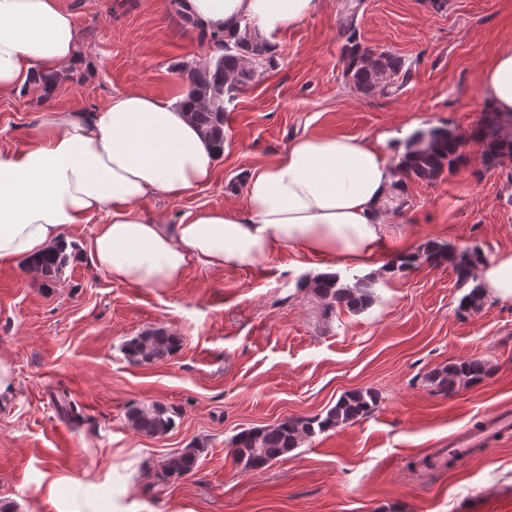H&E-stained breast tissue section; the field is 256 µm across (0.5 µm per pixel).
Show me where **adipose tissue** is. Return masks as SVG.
Listing matches in <instances>:
<instances>
[{
    "instance_id": "obj_1",
    "label": "adipose tissue",
    "mask_w": 512,
    "mask_h": 512,
    "mask_svg": "<svg viewBox=\"0 0 512 512\" xmlns=\"http://www.w3.org/2000/svg\"><path fill=\"white\" fill-rule=\"evenodd\" d=\"M324 0H184L208 29L249 25L263 37L292 28ZM77 29L59 0H0V98L36 91L74 61ZM482 95L512 116V45L485 69ZM183 95L127 90L88 111L42 112L24 148L0 147V264L55 248L68 228L112 281L168 290L189 265L239 270L283 251L386 274L384 205L401 173L375 144L350 135L302 134L275 161L252 168L243 208L201 207L177 223L142 215L146 196L211 185L223 153L191 120ZM483 293L512 303V246L477 268Z\"/></svg>"
}]
</instances>
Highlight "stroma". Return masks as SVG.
<instances>
[{
    "instance_id": "35a3bbf8",
    "label": "stroma",
    "mask_w": 512,
    "mask_h": 512,
    "mask_svg": "<svg viewBox=\"0 0 512 512\" xmlns=\"http://www.w3.org/2000/svg\"><path fill=\"white\" fill-rule=\"evenodd\" d=\"M76 58L54 89L0 98V145L27 143L41 112L83 111L113 94L161 97L183 87L184 62L212 50L184 26L173 0H60ZM340 0L274 33L277 65L237 99L224 122L215 182L140 210L175 223L197 207H238L248 170L286 152L300 134L381 140L390 161L412 126L466 137L464 160L432 184L407 181L388 230L408 251L433 241L493 257L512 245V188L478 177L470 135L484 113L480 73L512 41V0H366L361 40L415 60L399 95H362L342 81ZM318 261L290 251L235 271L189 267L161 291L112 281L73 253L59 277L26 262L0 265V357L14 373L0 398V502L15 512H512V430L488 436L446 465L449 436L484 430L512 408V305L484 298L463 311L448 261L379 277L370 304L325 311L309 288ZM163 328L181 347L159 363L126 358L124 343ZM466 358L486 362L475 385L441 391L431 373ZM369 389L371 416L317 435L253 471L234 460L245 428L309 418L345 392ZM160 402L180 418L163 436L131 428L129 409ZM194 441L193 473L160 480L163 460Z\"/></svg>"
}]
</instances>
